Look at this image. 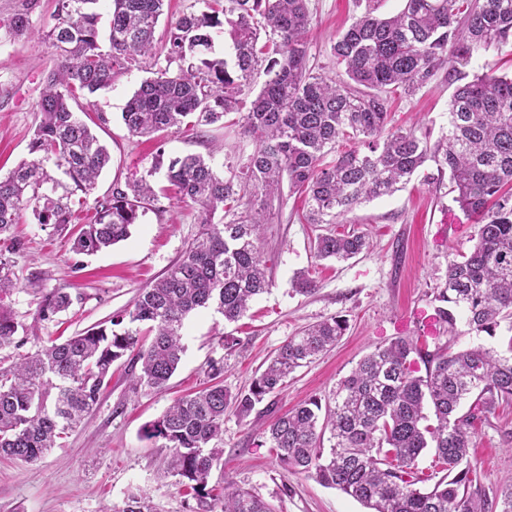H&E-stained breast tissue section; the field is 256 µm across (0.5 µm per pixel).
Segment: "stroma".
Here are the masks:
<instances>
[{
	"instance_id": "obj_1",
	"label": "stroma",
	"mask_w": 512,
	"mask_h": 512,
	"mask_svg": "<svg viewBox=\"0 0 512 512\" xmlns=\"http://www.w3.org/2000/svg\"><path fill=\"white\" fill-rule=\"evenodd\" d=\"M53 10V0H41L31 15L33 36L0 43V82L12 88L10 96L0 97L1 175L29 158L40 90L55 65L52 49L37 33L50 24ZM309 10L312 72L345 79L330 48L358 15L356 0H309ZM143 76L136 69L117 77L87 109L95 121L94 132L112 156L94 197L106 195L115 178L141 175L158 156H205L215 144L224 148L216 160L225 171L242 167L254 145L243 136L234 114L195 135H129L121 112ZM453 91L441 71L413 96H395L392 126L416 121L430 139H438L448 126ZM101 114L106 122H98ZM435 171L433 164H425L401 190L341 216L339 230L364 234L369 242L364 253L344 262L316 258L313 242L327 227L305 223L303 198L287 194L265 230L262 251L272 281L269 292L235 323L224 322L208 309L190 314L183 329L186 352L165 390L134 388L129 358L116 361L99 402L63 447L51 449L31 465L0 458V512H111L132 494L146 495L157 512H194L195 500L166 473L169 449L146 438V428L174 398L204 386L212 361H223L226 389L234 393L248 388L288 337L335 316L347 320L345 335L335 348L294 372L284 390L270 397L267 412L245 418L225 415L224 466L213 470L210 483L230 482L249 490L276 512H367L341 491L307 474L285 471L274 452L261 445L258 429L309 398H328L376 345L418 335L421 314L433 311L434 289L448 278L449 259L469 253L475 244L473 220L453 202L448 179L430 182ZM199 229L197 205L166 199L161 210L142 217L127 240L77 255L52 228L41 227L32 212H25L13 229L24 243L14 267L23 288L10 305L16 320L36 327L37 333L28 337L23 349L0 348V362L11 363L19 351L31 353L52 340L109 322L131 307L141 288L166 274ZM40 272L47 273V280L28 287V279ZM303 272L318 286L309 296L292 289L294 278ZM56 288L70 294L71 307L53 319H40L42 297ZM229 336L234 339L230 345L225 342ZM470 455L478 488L487 498L512 485L511 405L497 407L479 428Z\"/></svg>"
}]
</instances>
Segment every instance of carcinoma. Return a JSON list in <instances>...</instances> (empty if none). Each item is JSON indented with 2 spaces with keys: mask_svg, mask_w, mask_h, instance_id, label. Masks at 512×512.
I'll return each instance as SVG.
<instances>
[{
  "mask_svg": "<svg viewBox=\"0 0 512 512\" xmlns=\"http://www.w3.org/2000/svg\"><path fill=\"white\" fill-rule=\"evenodd\" d=\"M55 0L42 39L55 67L38 102L39 123L29 142L32 159L0 176V347H21L29 328L16 321L8 299L22 285L13 270L23 249L11 235L22 213L68 231L74 208L88 196L110 161L107 147L74 111L112 86V80L150 60L121 112L133 136L202 126L240 115L255 143L241 170L224 177L214 155L158 161L138 179H116L94 199L89 223L72 235V251L94 254L131 236L160 198L199 206L201 231L167 273L140 290L131 308L110 320L0 367V455L34 463L61 446L97 405L126 355L141 363L133 384L163 389L181 362L187 316L212 308L233 323L269 290L262 259L263 226L272 202L284 204L283 185L305 195L309 224H335L355 206L390 195L430 161L449 173L453 201L475 218L473 250L448 260V281L434 291V329L496 335L512 320V76L485 65L471 76L457 70L492 49L512 46V0H403L389 17L375 15L371 0L331 45L349 81L315 75L308 67L311 17L308 0H197L156 29L166 0ZM40 0H13L0 15V33L14 40L32 33L30 16ZM107 40H102V30ZM227 31L231 60L210 58L214 34ZM265 66L269 79L241 112L252 74ZM456 83L448 133L436 141L415 127L390 128L391 93L412 94L446 66ZM366 147L341 150L348 142ZM163 173L166 185L151 180ZM367 248L363 235L329 230L316 237L320 259L348 260ZM70 294L43 296L39 315L49 320L69 309ZM346 323L332 317L289 337L248 388H224V366L213 363L212 383L178 398L146 431L173 451L170 470L197 501L195 512H275L252 493L227 483L209 486L223 466L224 415L247 417L280 392L288 377L336 346ZM508 351L478 346L433 351L412 337L380 344L341 380L326 402L312 398L260 432L285 471L307 473L357 500L370 512H512V485L490 501L478 493L469 448L477 426L500 404H512V338ZM425 369H420L419 365ZM473 398L466 412L465 400ZM329 448H324V442ZM433 452L432 480L418 468ZM114 512H155L148 497L131 495Z\"/></svg>",
  "mask_w": 512,
  "mask_h": 512,
  "instance_id": "carcinoma-1",
  "label": "carcinoma"
}]
</instances>
